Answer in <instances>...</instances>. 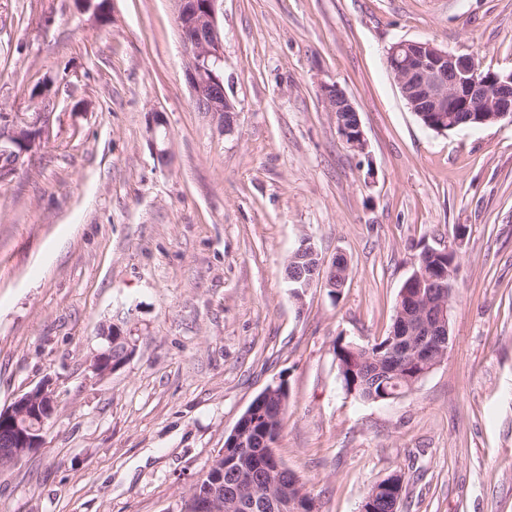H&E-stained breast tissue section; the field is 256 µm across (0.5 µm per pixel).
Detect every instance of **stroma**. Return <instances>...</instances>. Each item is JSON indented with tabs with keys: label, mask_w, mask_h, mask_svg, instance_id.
Segmentation results:
<instances>
[{
	"label": "stroma",
	"mask_w": 512,
	"mask_h": 512,
	"mask_svg": "<svg viewBox=\"0 0 512 512\" xmlns=\"http://www.w3.org/2000/svg\"><path fill=\"white\" fill-rule=\"evenodd\" d=\"M232 132L198 111L173 0H0V113L53 134L0 186V407L52 378L42 448L0 468V512H177L270 385L277 452L316 512H512V123L439 133L385 65L400 41L512 69V0H219ZM336 83L366 150L320 95ZM162 117L170 158L150 129ZM467 227L455 239L456 225ZM346 256L339 293L295 298L302 239ZM458 264L443 362L407 395L347 394L337 341L386 336L423 247ZM134 353L100 376L103 327ZM321 95L328 112H333L336 127L345 143L355 152L366 150L359 113L347 92L338 84H324Z\"/></svg>",
	"instance_id": "stroma-1"
}]
</instances>
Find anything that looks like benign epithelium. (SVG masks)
Instances as JSON below:
<instances>
[{
  "mask_svg": "<svg viewBox=\"0 0 512 512\" xmlns=\"http://www.w3.org/2000/svg\"><path fill=\"white\" fill-rule=\"evenodd\" d=\"M81 9L92 12L98 23L111 19V0H77ZM219 0H174L181 40L185 52V71L193 102L200 112L224 116V131L235 122V105L224 92L222 67L224 39L218 18ZM386 66L412 112L429 129L448 130L461 123L485 125L506 120L512 124V70L485 72L474 54L451 53L432 41H400L386 52ZM327 111L334 114L336 127L345 143L355 152L366 150L359 113L347 92L338 84L321 88ZM53 113L38 112L32 120L3 115L0 118V150L13 154L17 169L24 168L41 143L52 132ZM308 253L313 267L329 269L337 279L329 288L344 285L348 270L341 256L328 262L316 249L303 243L296 253ZM450 298L443 278L431 280L416 275L399 295L398 318L401 325L393 340L395 348L385 366H377L381 380L390 384L400 376L397 358L415 352L421 371L407 379L414 387L448 352ZM105 344L93 358V370L99 375L120 369L132 356L134 348L122 325L114 323L102 332ZM275 396V389L265 390L260 400L244 412L211 461L209 481L196 486L180 504V512H224V489L230 487L234 504L245 512H310L303 496L266 497L256 487L233 482L238 473V459L247 457L256 444L254 426L265 415L262 401ZM56 411L52 379L46 378L32 390L16 397L0 409V461L5 465L19 462L42 447L46 426Z\"/></svg>",
  "mask_w": 512,
  "mask_h": 512,
  "instance_id": "7a95c632",
  "label": "benign epithelium"
}]
</instances>
